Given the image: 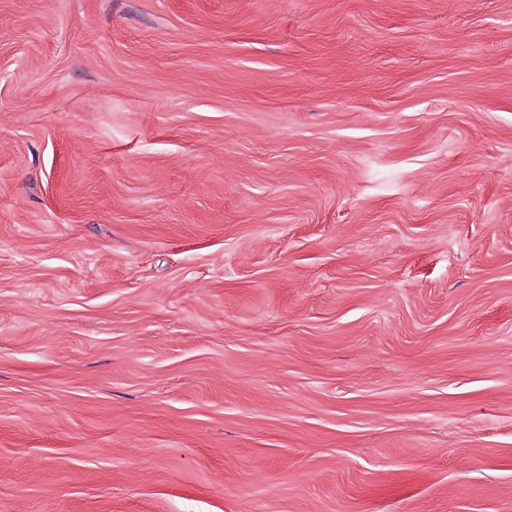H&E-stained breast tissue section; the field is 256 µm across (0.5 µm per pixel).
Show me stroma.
Returning <instances> with one entry per match:
<instances>
[{"mask_svg": "<svg viewBox=\"0 0 512 512\" xmlns=\"http://www.w3.org/2000/svg\"><path fill=\"white\" fill-rule=\"evenodd\" d=\"M0 512H512V0H0Z\"/></svg>", "mask_w": 512, "mask_h": 512, "instance_id": "35a3bbf8", "label": "stroma"}]
</instances>
